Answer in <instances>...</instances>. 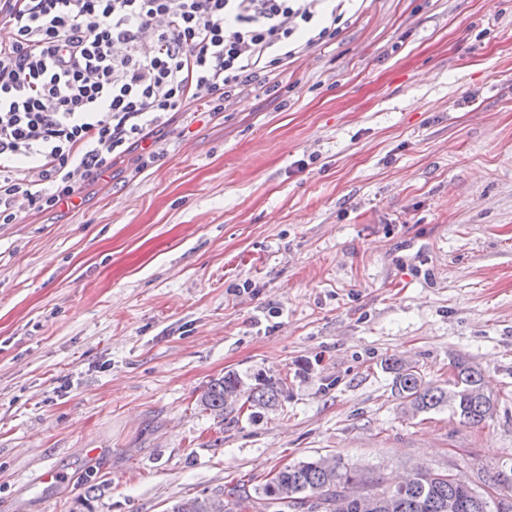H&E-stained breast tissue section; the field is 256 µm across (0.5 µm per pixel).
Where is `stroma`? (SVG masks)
Masks as SVG:
<instances>
[{"mask_svg": "<svg viewBox=\"0 0 512 512\" xmlns=\"http://www.w3.org/2000/svg\"><path fill=\"white\" fill-rule=\"evenodd\" d=\"M392 357L468 361L491 416L409 415ZM228 372L288 398L214 419ZM319 456L512 471V0H356L273 85L0 224V512H167Z\"/></svg>", "mask_w": 512, "mask_h": 512, "instance_id": "1", "label": "stroma"}]
</instances>
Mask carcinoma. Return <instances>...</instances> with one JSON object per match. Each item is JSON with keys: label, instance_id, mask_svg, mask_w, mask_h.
Wrapping results in <instances>:
<instances>
[{"label": "carcinoma", "instance_id": "obj_1", "mask_svg": "<svg viewBox=\"0 0 512 512\" xmlns=\"http://www.w3.org/2000/svg\"><path fill=\"white\" fill-rule=\"evenodd\" d=\"M386 368L393 373L394 391L404 401L407 412H422L448 407L462 422L470 425L484 423L490 417L494 403L481 386L478 370L459 361L455 373L445 387L425 382L420 369L398 358H390ZM288 397L281 379L257 373L243 379L235 372L214 379L198 397L199 408L217 419L237 405L256 409H272ZM362 482L353 470L337 461L330 466L325 459L300 461L280 469L273 477L255 489L261 512H295L294 505L282 496L283 489L316 502V512H336L337 496L349 486ZM221 503L207 496L181 498L169 512H244L253 503L246 484L238 483ZM346 512H492L490 502L477 500L471 491L439 474L418 469L406 485H390L378 493H368L362 501L347 502Z\"/></svg>", "mask_w": 512, "mask_h": 512}]
</instances>
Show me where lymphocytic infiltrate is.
<instances>
[{
	"mask_svg": "<svg viewBox=\"0 0 512 512\" xmlns=\"http://www.w3.org/2000/svg\"><path fill=\"white\" fill-rule=\"evenodd\" d=\"M347 0H0V223L71 202L192 102L220 112L335 35Z\"/></svg>",
	"mask_w": 512,
	"mask_h": 512,
	"instance_id": "obj_1",
	"label": "lymphocytic infiltrate"
}]
</instances>
